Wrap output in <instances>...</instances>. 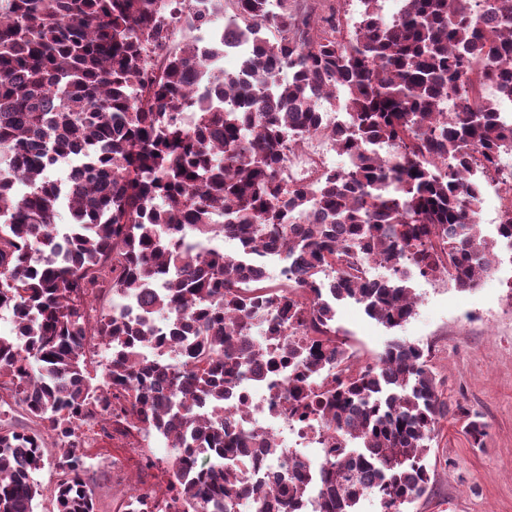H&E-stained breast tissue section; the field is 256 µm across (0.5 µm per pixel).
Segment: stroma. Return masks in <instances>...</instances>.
<instances>
[{
  "label": "stroma",
  "instance_id": "obj_1",
  "mask_svg": "<svg viewBox=\"0 0 512 512\" xmlns=\"http://www.w3.org/2000/svg\"><path fill=\"white\" fill-rule=\"evenodd\" d=\"M510 275L507 255L498 276L473 289L437 290L412 277L417 310L395 329L371 319L360 304L335 305L337 327L368 358L395 339L422 347L452 410L432 442L430 487L406 512H512V289L499 283ZM461 408L479 411L488 423L481 445L472 444L456 419ZM87 434L97 470L98 512H113L114 500L131 480L166 481L164 470L142 469L143 451L133 448L132 438L104 432L97 424Z\"/></svg>",
  "mask_w": 512,
  "mask_h": 512
}]
</instances>
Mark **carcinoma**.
Wrapping results in <instances>:
<instances>
[{"mask_svg":"<svg viewBox=\"0 0 512 512\" xmlns=\"http://www.w3.org/2000/svg\"><path fill=\"white\" fill-rule=\"evenodd\" d=\"M157 0H0V415L22 408L33 428L0 423V512H34V473L51 465L56 512H97L86 481L84 427L110 422L151 447L168 438L167 492L135 486L114 512H237L245 459L224 421V398L260 365L249 345L253 320L288 346L303 371L280 397L290 413L318 416L336 441L323 465L290 462L277 487L253 488L252 512H357L369 494L381 512H405L430 480L427 459L451 409L421 349L391 342L380 366L323 391L309 379L346 352L322 298L350 299L389 328L416 306L405 278L370 283L338 267L364 251L397 269L446 272L476 287L495 263L477 214L482 189L473 153L491 162L512 149V0H402L385 22L380 0H359L343 39L315 27L314 11L278 0H231L242 28L272 26L266 41L224 74L222 91L194 93L204 60L162 22ZM185 28L213 27L198 0H178ZM481 64L495 98L473 94ZM291 76L275 80L276 70ZM454 96V112L437 114ZM348 113L339 131L321 124L331 103ZM321 133L349 159L315 186L280 176L286 142ZM398 142L383 159L374 144ZM59 157L79 167L65 182ZM66 203L64 259H43ZM317 213L305 232L293 220ZM237 242L227 254L213 241ZM267 239L295 258L292 288L242 284L243 263ZM139 300L132 314L113 297ZM100 309L95 335L111 356L92 383L84 350L86 307ZM177 341L174 364L140 359L145 341ZM479 445L487 424L466 413ZM254 459L279 449L256 434Z\"/></svg>","mask_w":512,"mask_h":512,"instance_id":"carcinoma-1","label":"carcinoma"}]
</instances>
